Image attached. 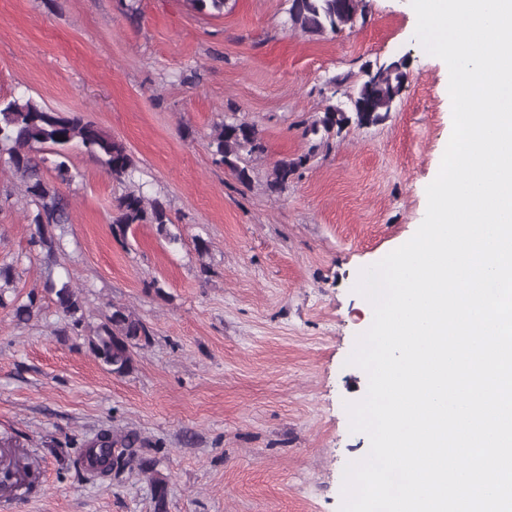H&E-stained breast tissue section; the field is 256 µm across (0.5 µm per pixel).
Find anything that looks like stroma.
<instances>
[{"label":"stroma","instance_id":"35a3bbf8","mask_svg":"<svg viewBox=\"0 0 512 512\" xmlns=\"http://www.w3.org/2000/svg\"><path fill=\"white\" fill-rule=\"evenodd\" d=\"M364 5L354 29L305 36L284 27L290 0H226L220 13L191 0H0V99L80 113L137 167L121 184L71 150L72 221L49 267L0 162V265L23 295L50 274L71 281L87 327L114 302L152 330L119 377L86 337L59 335L51 299L26 324L0 308V437L17 440L0 471H29L0 486V512H154L147 474L93 480L77 465L108 430L138 434L168 512H340L344 469L369 446L346 410L367 391L347 359L373 321L354 287L417 231L452 132L448 68L416 39L409 0ZM391 60L406 81L386 120L309 134L366 64ZM229 115L265 145L246 184L208 146ZM299 156L298 178L269 192L274 163ZM133 186L165 204L181 244L151 224L113 236V201Z\"/></svg>","mask_w":512,"mask_h":512}]
</instances>
